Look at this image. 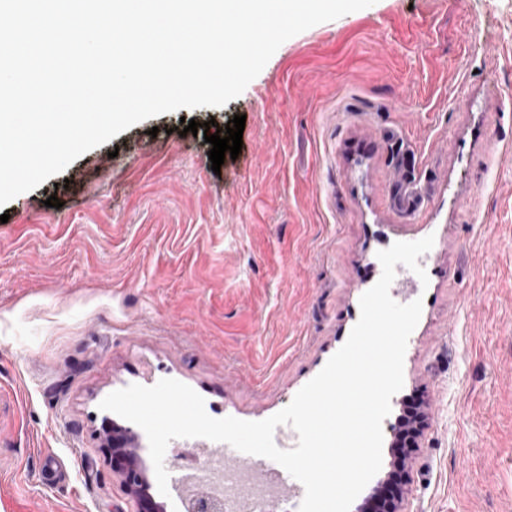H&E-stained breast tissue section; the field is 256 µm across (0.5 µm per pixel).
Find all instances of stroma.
<instances>
[{
  "mask_svg": "<svg viewBox=\"0 0 512 512\" xmlns=\"http://www.w3.org/2000/svg\"><path fill=\"white\" fill-rule=\"evenodd\" d=\"M245 116L213 171L184 120ZM57 197L61 208L47 206ZM0 512H134L100 410L178 380L261 421L345 344L379 251L433 236L399 512H512V0H376L286 40L236 99L135 124L0 207Z\"/></svg>",
  "mask_w": 512,
  "mask_h": 512,
  "instance_id": "obj_1",
  "label": "stroma"
}]
</instances>
